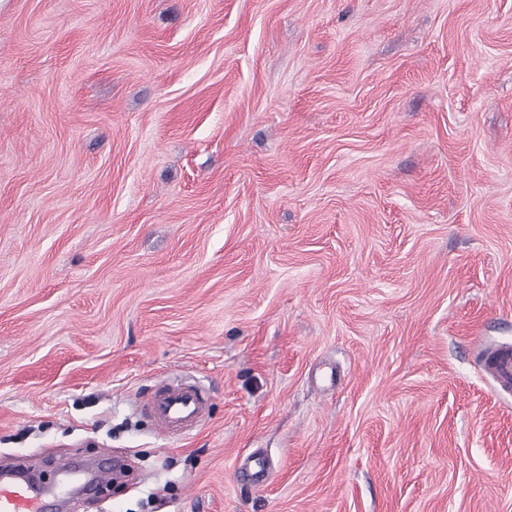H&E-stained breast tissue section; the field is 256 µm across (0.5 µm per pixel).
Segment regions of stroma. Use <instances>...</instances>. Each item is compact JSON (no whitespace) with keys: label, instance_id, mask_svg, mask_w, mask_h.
<instances>
[{"label":"stroma","instance_id":"35a3bbf8","mask_svg":"<svg viewBox=\"0 0 512 512\" xmlns=\"http://www.w3.org/2000/svg\"><path fill=\"white\" fill-rule=\"evenodd\" d=\"M505 343L512 0H0V461L140 473L71 512H512ZM483 365L503 390L512 388V346L501 345L486 351ZM208 397L183 379L166 380L144 404L156 425L168 433L191 431L208 408Z\"/></svg>","mask_w":512,"mask_h":512}]
</instances>
